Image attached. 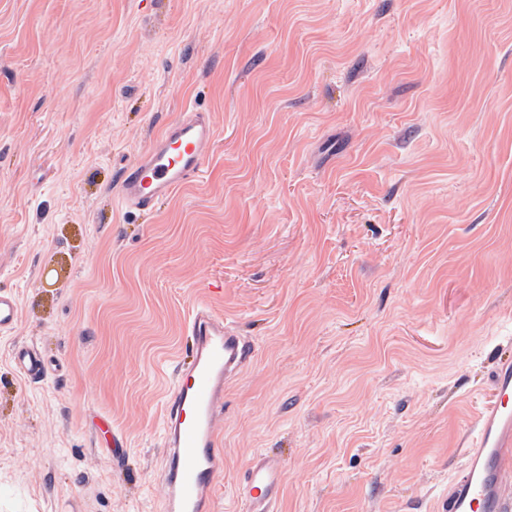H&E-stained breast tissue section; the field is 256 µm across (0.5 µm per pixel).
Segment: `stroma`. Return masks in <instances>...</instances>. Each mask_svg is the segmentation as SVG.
Segmentation results:
<instances>
[{
	"instance_id": "1",
	"label": "stroma",
	"mask_w": 512,
	"mask_h": 512,
	"mask_svg": "<svg viewBox=\"0 0 512 512\" xmlns=\"http://www.w3.org/2000/svg\"><path fill=\"white\" fill-rule=\"evenodd\" d=\"M189 108L204 177L123 211ZM0 289V512H162L200 302L254 349L215 512L259 448L276 512H436L512 350V0H0ZM18 302L12 291H0V333L13 331L18 322ZM11 360L16 372L33 383L44 382L52 373L42 354L24 342L13 345Z\"/></svg>"
}]
</instances>
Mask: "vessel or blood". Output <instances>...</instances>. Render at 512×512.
<instances>
[{"label": "vessel or blood", "instance_id": "obj_1", "mask_svg": "<svg viewBox=\"0 0 512 512\" xmlns=\"http://www.w3.org/2000/svg\"><path fill=\"white\" fill-rule=\"evenodd\" d=\"M215 139L210 113L187 110L166 124L150 146L124 168L116 195L130 211L147 212L179 187L199 181ZM18 302L0 291V333L13 331ZM189 353L173 370L164 405L159 481L164 512H213L216 479L224 470L220 436L224 427V387L251 361L243 337L204 304L186 324ZM16 372L33 383L51 369L41 353L15 343ZM283 478L276 455L257 450L235 488L246 512H275ZM437 512H512V356L499 359L492 375L490 405L479 415L462 470L452 479Z\"/></svg>", "mask_w": 512, "mask_h": 512}]
</instances>
